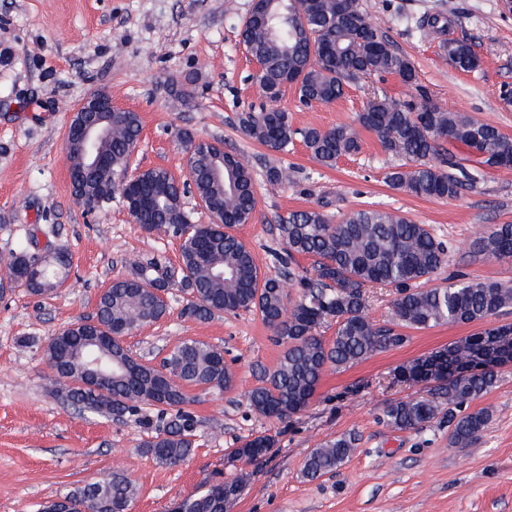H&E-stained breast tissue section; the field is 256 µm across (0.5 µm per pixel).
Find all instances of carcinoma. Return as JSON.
Instances as JSON below:
<instances>
[{
  "label": "carcinoma",
  "mask_w": 512,
  "mask_h": 512,
  "mask_svg": "<svg viewBox=\"0 0 512 512\" xmlns=\"http://www.w3.org/2000/svg\"><path fill=\"white\" fill-rule=\"evenodd\" d=\"M424 35L443 34L448 18L439 12L416 21ZM241 39L258 63L253 80L268 106L259 112H238L235 121L250 139L278 152L301 138L313 158L333 167L362 149L361 130L376 134L382 150L408 165L386 175L389 186L416 197L454 199L472 188L476 177L462 166L458 144L477 151L478 163L512 167V138L494 124L467 112L424 101L417 105L388 97L370 101L351 123L321 129L293 127L290 113L279 106L285 86L293 85L303 104L332 103L345 93L352 76L394 75L408 87H419L410 57L389 39L382 26L361 9L359 0H260ZM442 56L454 68L472 72L481 59L466 39L446 38ZM141 132L135 112L112 113V134L99 152L112 163V174L88 170L77 189L87 206L112 197L115 178L128 172ZM190 188L220 224H195L183 205L184 188L167 169L139 172L138 181L151 207H129L133 220L149 233L180 240L178 264L162 255L134 263L130 273L112 281L99 297L92 319L79 320L60 331L68 341L61 349L49 340L45 356L57 392L75 405L116 420L132 417L148 429L140 447L161 464L176 466L192 454L197 419L195 397L233 386L235 373L224 351L206 342L181 340L157 366L136 363L120 341L136 327L159 322L169 304L154 289L178 288L184 294L182 313L207 320L224 312L255 311L283 345L274 370L266 371L248 391L252 411L264 417L290 419L303 412L325 373L364 361L376 353L403 346V328L425 329L439 324H482L474 335L437 355L397 371L403 382L439 381L432 400L399 399L387 403L377 417L394 430H418L445 411L454 444L467 447L490 420L485 409L465 408L498 381L512 340V324L492 319L512 307V286L500 282L448 278V285L427 288L445 263L449 246L424 224L398 211L361 209L337 223L319 210L291 212L276 225L284 243L272 254L274 275L261 274L255 257L232 230L249 223L257 208L250 164L238 153L220 148L223 141L200 138L180 130ZM34 239L18 244L3 261L7 274L21 281L33 296L58 290L67 280L71 257L64 249L40 255ZM477 252L512 258V224L480 232ZM314 258L312 271L296 268V257ZM384 285L393 292V321L379 323L368 314L367 290ZM335 323L327 341L319 329ZM479 352L493 353L489 367L465 371ZM118 369L91 388L87 365L98 360ZM448 363L447 375L434 376L435 363ZM355 433L339 435L312 449L303 477L316 480L338 469L357 448ZM274 438L259 435L236 448V459L251 462L274 447ZM242 480L216 482L177 503L176 512H224L237 497ZM137 486L124 473H112L66 495L70 512H128Z\"/></svg>",
  "instance_id": "carcinoma-1"
}]
</instances>
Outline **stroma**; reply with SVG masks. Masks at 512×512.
<instances>
[{
    "mask_svg": "<svg viewBox=\"0 0 512 512\" xmlns=\"http://www.w3.org/2000/svg\"><path fill=\"white\" fill-rule=\"evenodd\" d=\"M252 0H0V259L19 241L49 227L39 244L65 248L69 277L57 292L33 297L17 288L0 296V512H38L44 502L104 475L134 480L131 512H171L174 504L218 480L242 479L230 512H512V362L498 369L495 388L472 402L489 410L482 436L469 447L450 441L439 421L420 430L378 423L395 399L431 398L435 382H398L395 372L475 333L472 325L441 324L410 331L401 348L328 371L310 403L292 419L259 417L247 392L262 370L276 366L282 349L253 313L198 321L181 313L182 294L169 293V315L125 336L134 355L148 360L194 338L221 348L236 374L231 389L201 396L193 406L198 446L178 466L141 451L145 429L72 406L55 391L44 357L48 340L94 314L99 295L134 261L156 254L176 259L178 243L149 233L130 218L121 194L87 213L71 194L65 133L75 105L103 88L120 109L138 113L140 140L133 162L163 167L185 179L177 133L190 129L249 161L258 205L252 223L236 235L253 251L261 273L281 249L276 226L298 210L317 209L332 221L359 209H391L429 225L450 246L448 275L512 285V259L476 254L472 242L493 224H512V168L479 165L467 147L456 154L477 178L475 189L452 200L426 199L388 186L397 158L374 133L363 132L360 153L335 167L317 163L302 142L274 152L244 135L236 113L259 108L251 81L258 65L240 36ZM372 20L413 61L419 89L398 77L354 78L344 98L326 105L299 102L286 88L280 104L294 127L329 128L352 122L368 101L387 95L419 101L493 122L512 137V109L499 100L512 84V13L500 0H360ZM444 11L449 34L472 42L479 71L456 70L441 56L440 39L421 36L408 18ZM194 76L184 100L173 83ZM287 169L284 183L266 171ZM356 433L358 446L336 472L306 480L302 468L319 443ZM260 435L273 448L243 464L235 448Z\"/></svg>",
    "mask_w": 512,
    "mask_h": 512,
    "instance_id": "1",
    "label": "stroma"
}]
</instances>
